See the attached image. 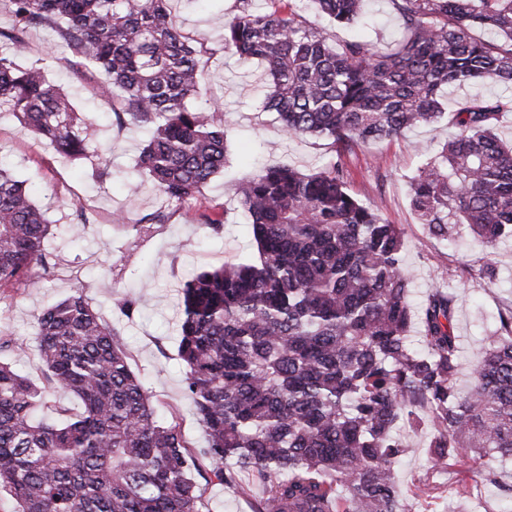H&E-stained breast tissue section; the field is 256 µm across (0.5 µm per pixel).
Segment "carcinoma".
Here are the masks:
<instances>
[{
	"label": "carcinoma",
	"mask_w": 512,
	"mask_h": 512,
	"mask_svg": "<svg viewBox=\"0 0 512 512\" xmlns=\"http://www.w3.org/2000/svg\"><path fill=\"white\" fill-rule=\"evenodd\" d=\"M304 0H235L221 49L265 64L289 138L340 153L443 120L454 139L410 181V205L435 238L467 228L496 274L512 236V145L498 134L512 96L476 95L442 110L446 86L512 85V0H389L402 28L391 47L335 45L302 14ZM338 27L365 0H309ZM0 112L71 160L89 157L95 122L43 67L21 62L27 31L49 24L97 76L112 122L147 131L137 171L171 204H189L224 169L225 121L191 103L212 50L190 44L170 0H0ZM342 161L302 174L262 169L238 189L257 256L184 284L179 356L205 434L195 451L176 412L158 418L116 334L80 290L38 316L46 384L0 363V496L14 512H210L194 475L262 486L253 512H413L394 464L410 448L399 422L432 430L430 454L465 466L512 501V483L476 468L512 461V309L498 313L462 393L455 296L433 289L413 348L404 230L348 189ZM50 224L24 182L0 165V291L27 288L48 264ZM73 394V417L52 402Z\"/></svg>",
	"instance_id": "cac0c4a2"
}]
</instances>
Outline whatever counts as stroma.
Listing matches in <instances>:
<instances>
[{"label":"stroma","mask_w":512,"mask_h":512,"mask_svg":"<svg viewBox=\"0 0 512 512\" xmlns=\"http://www.w3.org/2000/svg\"><path fill=\"white\" fill-rule=\"evenodd\" d=\"M234 0H174L172 18L193 45L211 48L224 34V19L233 13ZM378 13L376 25L335 27L317 14L310 21L330 34L332 42L351 37L389 44L400 30L388 0H371ZM29 59L43 60L50 78L70 95L77 111L99 127L95 160H68L38 142L15 117L0 113V161L12 169L32 194L47 208L52 233L47 240L51 266L40 271L28 288L0 297V333L13 336L18 349L0 352V361L34 383H41L39 355L33 337L37 316L81 290L102 322L119 332L128 363L141 378L160 416L177 412L186 438L201 448L205 438L192 400L185 389L186 366L178 355L180 311L179 287L192 275L220 266L225 260L251 258L256 246L249 219L237 203L239 185L261 167L287 165L308 174L325 167L335 154L329 140L286 138L276 112L263 107V65L243 61L229 53L210 59L195 100L198 107L220 105L227 128L224 170L205 188L211 203L224 206L221 233H214L194 217L195 205L170 207L166 223L154 225L135 256L126 244L140 219L160 207L164 200L152 186H144L137 200H129L127 179L135 168L144 135L136 128L119 129L112 124V110L96 97L90 72L76 64L75 52L50 27L32 28L27 36ZM457 130L448 122L424 125L401 138L375 141L345 154L348 187L358 199L390 223L402 225L405 261L412 275L416 300H424L435 288L453 293L457 301V329L461 338L465 371L460 388L470 384L469 366L485 352L486 336L492 335L499 311L512 308V239L496 246L498 276L487 281L477 273L480 247L470 236L451 245L432 237L419 224L410 207L409 181L423 161L437 154ZM86 211L90 222L81 234L70 227ZM124 211L126 222L114 224L112 214ZM462 261L471 267L464 278L449 279L448 265ZM115 278L116 292L133 295L137 310L126 316L100 283ZM400 437L413 448L396 467L397 480L417 512H477L486 506L501 512L503 503L495 487L482 488V501L455 496L454 487L464 479L458 468L435 467L429 446L432 432L399 425ZM210 512H252L250 499L260 488L243 475L238 485L218 480H200Z\"/></svg>","instance_id":"1"}]
</instances>
